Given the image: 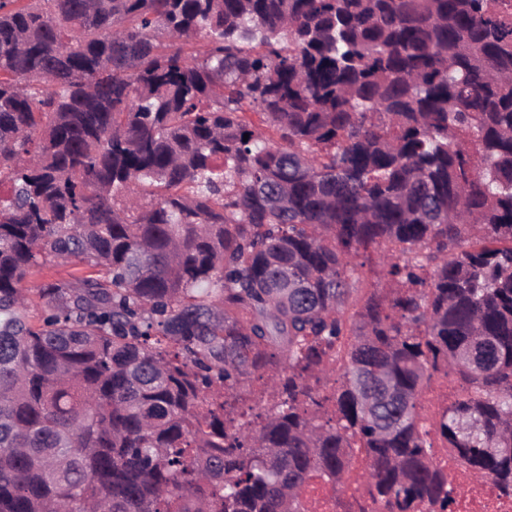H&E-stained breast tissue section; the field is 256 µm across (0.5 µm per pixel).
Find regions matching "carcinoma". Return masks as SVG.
Masks as SVG:
<instances>
[{
	"mask_svg": "<svg viewBox=\"0 0 512 512\" xmlns=\"http://www.w3.org/2000/svg\"><path fill=\"white\" fill-rule=\"evenodd\" d=\"M2 183L0 512H306L355 446L341 512H451L437 373L436 433L512 493L497 0H0ZM371 259L363 268H358L360 282L356 284V287L362 289L359 292L360 296L369 295L370 291L375 289L382 293L389 292V278L385 275L383 268L375 265L374 254H371ZM87 274V270L73 260L70 262H59L45 267L34 268L22 283L23 288H37L42 282L50 278H71ZM450 375L451 376L449 379H451L459 387V389L462 390L461 382L458 377L453 374ZM451 380L448 381L447 378V386L435 391L432 390L423 398L422 417L425 423L428 424L429 430L432 429L430 420L433 415L448 407V402L454 400L457 397V388L452 384Z\"/></svg>",
	"mask_w": 512,
	"mask_h": 512,
	"instance_id": "carcinoma-1",
	"label": "carcinoma"
}]
</instances>
